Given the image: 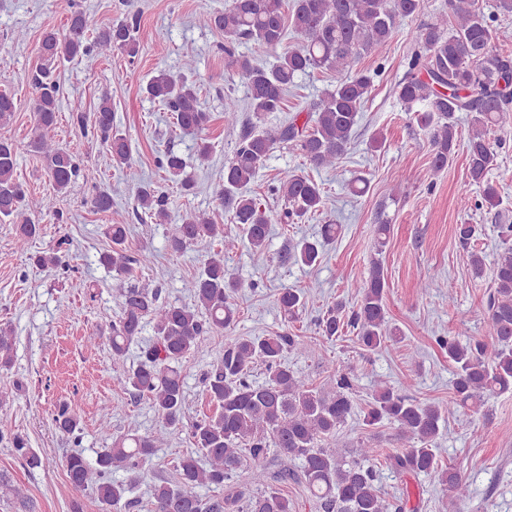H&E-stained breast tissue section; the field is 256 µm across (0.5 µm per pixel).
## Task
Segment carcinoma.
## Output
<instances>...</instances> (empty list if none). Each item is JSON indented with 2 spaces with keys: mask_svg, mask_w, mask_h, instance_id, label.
Here are the masks:
<instances>
[{
  "mask_svg": "<svg viewBox=\"0 0 512 512\" xmlns=\"http://www.w3.org/2000/svg\"><path fill=\"white\" fill-rule=\"evenodd\" d=\"M448 2L457 22L450 25L448 17L439 15L416 31L414 39L420 51L411 57L396 94L405 110L417 115L426 132L431 167L436 172L445 169L455 154V114L470 116L467 176L470 184L483 187V201L495 207L498 194L487 178L495 153L486 131L497 127L512 137V58L493 52V28L490 19L476 7V0ZM423 9L424 0H231L224 11L204 17V23L224 32L225 68L245 88L242 101L230 94L224 96L225 121L235 122L244 104L261 122L247 130L236 145L216 191L224 209L232 212L240 240L251 249L267 246L271 225L321 210L324 196L317 182L286 169L279 174L273 191L282 194L288 208L277 212L247 194V185L280 144L288 145L315 168L337 167L348 154L361 105L371 90V78L358 68L360 61L383 54L401 23ZM290 30L299 36V43L277 55L269 65L236 53V45L243 41H254L275 51L284 44ZM114 49L132 58L138 54L136 20L103 25L95 14L77 6L71 11L65 36L52 30L43 33V64L35 77V123L28 141L21 145L0 135L1 220L19 216L26 196L24 184L16 177L21 151L43 159L58 193L67 192L78 175L75 156L54 141L60 85L51 78L52 65L78 56L108 55ZM195 64V52L188 48L182 73L161 70L145 86L149 99L173 112L179 131L194 136L192 160L171 149L158 157L163 170L181 178V188L187 194L193 191L194 181L186 169L193 161L205 164L212 153L205 135L211 114L200 107L196 84L185 77V73L196 71ZM315 70L335 73L333 88L309 111L265 125V118L284 110L288 86L295 77ZM15 111L14 98L1 91V128L10 124ZM78 122L91 124L113 162L133 168L131 142L114 128L109 99H102L90 116H78ZM134 188L138 206L148 218L157 224L170 223L164 195L151 184L137 180ZM90 205L98 213L112 211V191L98 189ZM17 233V243L23 247L39 235L40 225L25 218L17 225ZM103 234L111 242L99 256V263L106 269L128 276L134 265H152L154 254L150 251L142 250L135 257L128 254L125 225L107 224ZM338 235L339 225L323 224L318 238L296 244L292 257L312 267ZM217 239L224 242L226 250L235 247V239L224 233V225L214 223L204 212L187 210L179 216L167 242L172 251L182 252L191 245ZM65 244L67 240L62 239L51 250L34 255V262L42 267L62 265ZM493 274L495 292L487 304L490 339L468 344L454 336L441 340L454 367L448 407L420 403L386 386L374 395L363 415L364 425L386 421L396 425L406 440L407 448L387 458L393 472L422 473L444 487L457 503L469 496V485L459 471L438 463L440 422L447 413L452 415L482 404L489 395L512 390V245L499 255ZM184 288L193 298L191 305L162 302L157 288L119 286V314L109 325L107 336L108 359L115 363L125 358L144 326L152 325V341L139 348L136 367L125 372L121 382L133 399L150 405L161 424L151 433L112 438L111 446L98 451L93 462L80 452L67 458L70 485L77 492L92 490L100 512H125L132 505L129 494L145 478L146 463L165 444L169 431L184 426L186 390L180 363L199 351L204 336L229 330L236 322L233 299L238 281L224 266L222 252L211 253L200 270L185 281ZM387 288L383 266L373 263L368 279L359 285L357 309L347 321L365 350H374L395 335L386 317ZM307 302L308 295L302 289L288 288L279 296L281 308L294 320ZM347 322L343 305L337 304L323 312L317 326L321 335L333 339ZM299 345L298 337L290 334L238 337L224 342L215 370L202 380L212 413L193 422L187 431L189 443L203 453L205 461L190 452L176 464L175 483L152 484L153 512H292L288 497L279 489L264 490L242 504L220 495L224 485L237 480L245 458L259 460L273 448L300 461L301 476L323 512H404L401 500L391 502L379 492L377 451L369 443L360 441L348 457L331 446L353 407L351 377L336 376L333 394L322 395L288 367L285 353ZM257 361L267 372L262 383L250 379L251 366ZM13 364V331L0 325V371L11 370ZM52 424L67 436L80 430V421L66 402L56 406ZM11 445L29 467L41 464L27 436L14 434ZM120 471L131 478H112ZM203 487L214 495L199 494L198 489Z\"/></svg>",
  "mask_w": 512,
  "mask_h": 512,
  "instance_id": "carcinoma-1",
  "label": "carcinoma"
}]
</instances>
